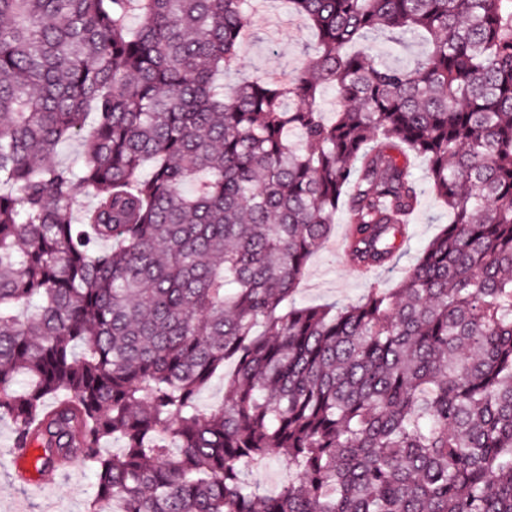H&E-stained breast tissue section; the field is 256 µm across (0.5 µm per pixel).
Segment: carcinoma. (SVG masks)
Masks as SVG:
<instances>
[{"label": "carcinoma", "instance_id": "1", "mask_svg": "<svg viewBox=\"0 0 512 512\" xmlns=\"http://www.w3.org/2000/svg\"><path fill=\"white\" fill-rule=\"evenodd\" d=\"M284 2L316 41L267 82L255 0H0L9 453L90 471L83 512H512V0ZM410 152L452 222L395 287L294 304L341 209L347 264L394 263ZM372 42L377 56L386 63L399 67L410 65L425 50L423 43L416 38H408L402 43H396L388 36H379ZM286 463L282 460H273L266 467L253 470L250 475L253 482L257 483L262 490L271 493L285 482H288V471Z\"/></svg>", "mask_w": 512, "mask_h": 512}]
</instances>
